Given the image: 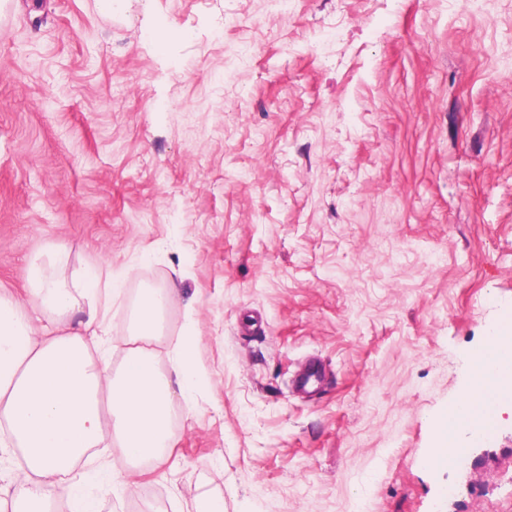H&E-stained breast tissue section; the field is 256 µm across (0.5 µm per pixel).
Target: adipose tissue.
Listing matches in <instances>:
<instances>
[{
    "label": "adipose tissue",
    "instance_id": "adipose-tissue-1",
    "mask_svg": "<svg viewBox=\"0 0 512 512\" xmlns=\"http://www.w3.org/2000/svg\"><path fill=\"white\" fill-rule=\"evenodd\" d=\"M116 292L110 264L67 273L62 262L33 263L30 294L38 307L64 316L54 330L40 324L13 294L0 291V452L17 451L19 470L0 473V494L9 512H53V498L70 512H96L79 483L71 478L77 464L94 448L112 441L120 449L113 470L129 477L144 461L173 446L174 399L189 400L201 378L198 345L181 338L170 374L157 369L141 342L161 335L164 315L177 299V287L143 289L129 348L119 369L94 363L90 348L104 334L102 306ZM487 359H473L472 385L448 408L442 428L448 447L476 437L473 420L492 403L500 380L512 373V350L498 337L486 346Z\"/></svg>",
    "mask_w": 512,
    "mask_h": 512
}]
</instances>
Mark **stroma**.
I'll use <instances>...</instances> for the list:
<instances>
[{"label": "stroma", "mask_w": 512, "mask_h": 512, "mask_svg": "<svg viewBox=\"0 0 512 512\" xmlns=\"http://www.w3.org/2000/svg\"><path fill=\"white\" fill-rule=\"evenodd\" d=\"M52 249L134 270L94 362L150 285L159 370L198 339L173 452L77 465L99 512H512V379L428 464L512 337V0H0V291ZM488 359L480 360L478 355L472 360V385L458 401L448 407V416L441 424L445 431L443 438L446 447L454 448V453L464 452L463 442H473L476 437L473 419L492 403L500 380L510 376L512 350L508 349L498 336H492L483 349Z\"/></svg>", "instance_id": "35a3bbf8"}]
</instances>
